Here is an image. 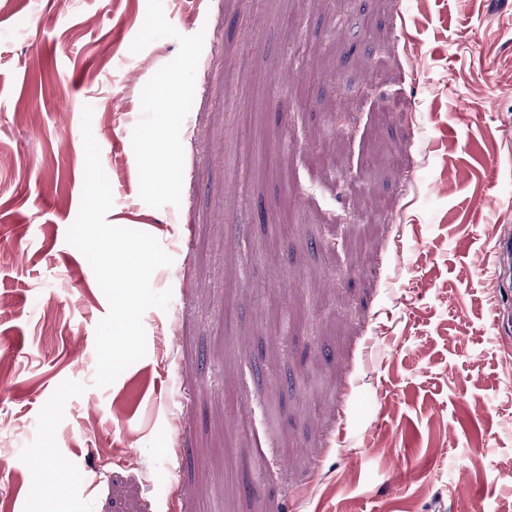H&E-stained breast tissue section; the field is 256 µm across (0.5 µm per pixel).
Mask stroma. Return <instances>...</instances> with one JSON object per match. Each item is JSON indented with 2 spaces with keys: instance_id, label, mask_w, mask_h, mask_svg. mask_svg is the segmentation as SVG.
<instances>
[{
  "instance_id": "35a3bbf8",
  "label": "stroma",
  "mask_w": 512,
  "mask_h": 512,
  "mask_svg": "<svg viewBox=\"0 0 512 512\" xmlns=\"http://www.w3.org/2000/svg\"><path fill=\"white\" fill-rule=\"evenodd\" d=\"M87 105L108 222L173 259L145 357L103 388L109 304L66 241ZM339 105L354 134L332 132ZM501 230L512 0H14L0 512H506L512 327L484 266ZM329 233L339 255L315 247ZM340 259L351 275L328 279Z\"/></svg>"
}]
</instances>
